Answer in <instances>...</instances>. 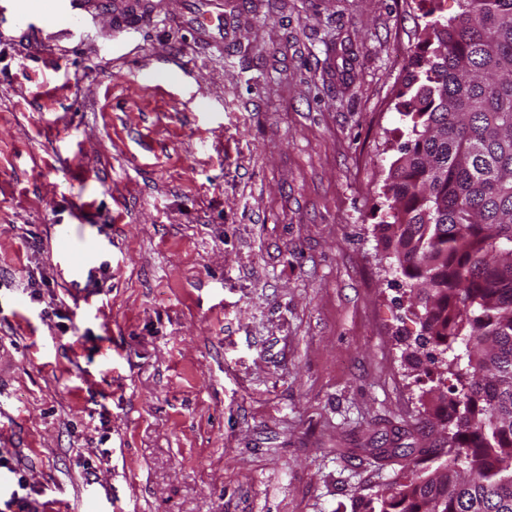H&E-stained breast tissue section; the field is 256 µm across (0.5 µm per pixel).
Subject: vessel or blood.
Instances as JSON below:
<instances>
[{
  "label": "vessel or blood",
  "instance_id": "b4317fda",
  "mask_svg": "<svg viewBox=\"0 0 512 512\" xmlns=\"http://www.w3.org/2000/svg\"><path fill=\"white\" fill-rule=\"evenodd\" d=\"M203 3L215 10L214 23H202L197 28L199 41L207 45L224 33V0ZM152 6V0H0V26L18 28L24 36L47 45L76 36L105 9L112 14L115 32L133 29L140 26Z\"/></svg>",
  "mask_w": 512,
  "mask_h": 512
}]
</instances>
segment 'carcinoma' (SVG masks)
Listing matches in <instances>:
<instances>
[{
	"instance_id": "cac0c4a2",
	"label": "carcinoma",
	"mask_w": 512,
	"mask_h": 512,
	"mask_svg": "<svg viewBox=\"0 0 512 512\" xmlns=\"http://www.w3.org/2000/svg\"><path fill=\"white\" fill-rule=\"evenodd\" d=\"M426 12L396 108L410 121L381 239L423 308L421 347L452 353L433 395L448 459L364 512H512V0Z\"/></svg>"
}]
</instances>
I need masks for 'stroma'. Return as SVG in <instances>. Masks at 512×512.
Returning <instances> with one entry per match:
<instances>
[{
    "instance_id": "35a3bbf8",
    "label": "stroma",
    "mask_w": 512,
    "mask_h": 512,
    "mask_svg": "<svg viewBox=\"0 0 512 512\" xmlns=\"http://www.w3.org/2000/svg\"><path fill=\"white\" fill-rule=\"evenodd\" d=\"M198 11L0 29V512H363L446 460L377 231L421 0ZM202 3L208 7H214L215 10H206L202 15H208L209 23H200L198 25V40L208 45L216 39L218 35L224 46V1L223 0H203ZM215 12V18L214 13ZM217 21V24L215 22ZM214 21V22H213ZM213 22V23H212ZM211 23V24H210ZM214 26V28H213Z\"/></svg>"
}]
</instances>
